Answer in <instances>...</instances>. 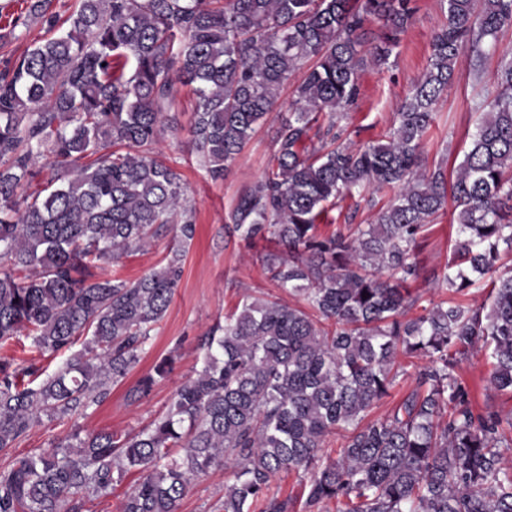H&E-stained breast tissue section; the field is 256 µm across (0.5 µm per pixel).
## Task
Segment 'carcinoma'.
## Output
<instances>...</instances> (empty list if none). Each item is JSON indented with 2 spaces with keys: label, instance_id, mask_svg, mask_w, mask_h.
I'll return each mask as SVG.
<instances>
[{
  "label": "carcinoma",
  "instance_id": "obj_1",
  "mask_svg": "<svg viewBox=\"0 0 512 512\" xmlns=\"http://www.w3.org/2000/svg\"><path fill=\"white\" fill-rule=\"evenodd\" d=\"M442 2L446 24L396 126L354 147L336 120L358 100L359 72L388 64L414 0H80L62 22L50 0H30L28 17L55 35L0 72V345L26 330L44 351L84 346L51 373L0 358V453L44 416L102 403L170 304L179 251L134 281L90 270L168 225L194 237L186 187L158 150L177 125L167 108L178 84L195 96L190 135L219 180L303 71L272 167L227 220L246 240H277L265 268L305 306L242 304L202 337L201 369L162 417L123 437L76 433L0 470V512H74L75 497L111 493L132 468L121 512H177L190 477L212 468L233 471L223 512H291L270 485L299 471L311 473L306 512H512V415L474 416L455 373L481 346L489 387L512 394V276L497 274L500 247L512 250V53L453 182L423 157L437 103L462 64L481 74L484 46L512 28V0ZM385 188L396 193L377 223L319 233L328 208ZM450 198L458 239L443 282L464 294L485 279L490 304L410 317L413 252ZM401 356L414 389L367 419ZM171 370L158 361L138 395ZM336 431L338 458L323 461Z\"/></svg>",
  "mask_w": 512,
  "mask_h": 512
}]
</instances>
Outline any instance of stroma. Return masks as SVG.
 <instances>
[{
	"label": "stroma",
	"mask_w": 512,
	"mask_h": 512,
	"mask_svg": "<svg viewBox=\"0 0 512 512\" xmlns=\"http://www.w3.org/2000/svg\"><path fill=\"white\" fill-rule=\"evenodd\" d=\"M417 11L400 47L388 67H369L359 76L360 97L357 108L343 121L345 135L362 146L380 140L391 127L393 115L424 71L431 54L435 33L446 22L442 0H415ZM512 49V28L504 30L496 46L486 51L482 78H474L467 69H459L454 83L436 107L434 122L424 140L427 167L442 166L447 177H454L462 161L476 123L478 108L496 90L494 75L504 51ZM194 102L188 88H179L169 109L177 115L175 130L166 132L161 145L163 159L181 174L187 196L194 209L195 235L180 243L172 233H164L150 246L122 256L118 262L98 269L101 277L135 280L159 267L169 250L181 248L183 276L171 303L156 324L139 362L123 381L113 385L107 399L85 412L59 421L42 419L17 448L0 454V468L11 466L17 458L33 452L48 451L72 433L105 429L117 435L134 433L166 410L175 390L201 363L196 345L237 305L253 298L297 304V297L277 288L261 264L263 255L277 251L273 239L245 241L229 234L225 219L239 194L259 180L271 165L276 122L260 125L223 179L210 177L193 148L189 125ZM390 199L383 192L346 200L330 211V223L320 225V233L347 230L352 224L374 223ZM423 245L416 260L425 275L410 281L418 295L419 306L441 302L477 307L488 301L485 282L471 286L467 294L453 293L445 286L428 281V274L443 275L452 259L456 223L452 211L441 212L422 233ZM174 356L176 368L167 378L158 380L150 395L134 400L130 390L139 378L161 358ZM491 369L486 351H476L460 360L457 374L469 392L470 407L481 415L495 409L512 412V397L490 389ZM231 472L212 469L191 478L178 512H221L224 487L232 483Z\"/></svg>",
	"instance_id": "stroma-1"
}]
</instances>
